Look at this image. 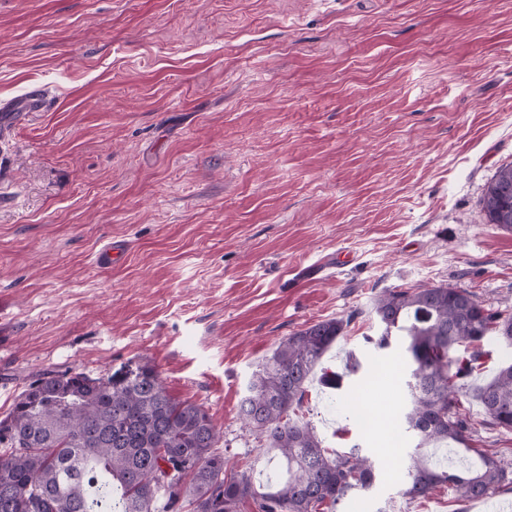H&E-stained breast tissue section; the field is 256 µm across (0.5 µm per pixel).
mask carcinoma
<instances>
[{
    "mask_svg": "<svg viewBox=\"0 0 512 512\" xmlns=\"http://www.w3.org/2000/svg\"><path fill=\"white\" fill-rule=\"evenodd\" d=\"M483 209L489 223L512 230V162L487 184ZM374 313L376 346L400 337L412 364L399 423L416 439L404 494L425 498L451 484L470 499L511 485L512 470L497 460L484 456L460 475L431 463L423 449L470 439L473 424L461 409L470 395L491 424L512 430V364L483 387L467 382L485 337L512 343V315L442 285L389 290L375 300ZM347 325L333 318L294 331L246 385L240 416L279 452L285 481L257 486L247 471L227 469L206 408L172 397L147 363L99 377L55 371L37 376L0 420V512H159L182 499L192 512H242L249 502L253 512H335L349 492L373 487L374 464L357 448L324 447L310 423L291 414ZM463 344L473 346L472 359L455 366L450 352Z\"/></svg>",
    "mask_w": 512,
    "mask_h": 512,
    "instance_id": "obj_1",
    "label": "carcinoma"
}]
</instances>
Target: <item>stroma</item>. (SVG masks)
Segmentation results:
<instances>
[{
    "label": "stroma",
    "mask_w": 512,
    "mask_h": 512,
    "mask_svg": "<svg viewBox=\"0 0 512 512\" xmlns=\"http://www.w3.org/2000/svg\"><path fill=\"white\" fill-rule=\"evenodd\" d=\"M0 419L31 380L147 363L202 404L253 482L276 452L239 416L252 371L306 324L348 319L299 412L378 472L359 512H499L512 490L404 497L401 340L388 289L450 286L512 314V232L485 188L512 162V0H0ZM123 262L95 261L112 239ZM358 362L355 372L347 363ZM383 399L364 428L349 409ZM469 449L512 464V430ZM47 108V93L45 90L33 87L27 93V95L19 102L14 103L11 107L5 109L2 107V111L10 114L2 115V122L6 119H11V122L17 118L26 117L29 112H48Z\"/></svg>",
    "instance_id": "35a3bbf8"
}]
</instances>
